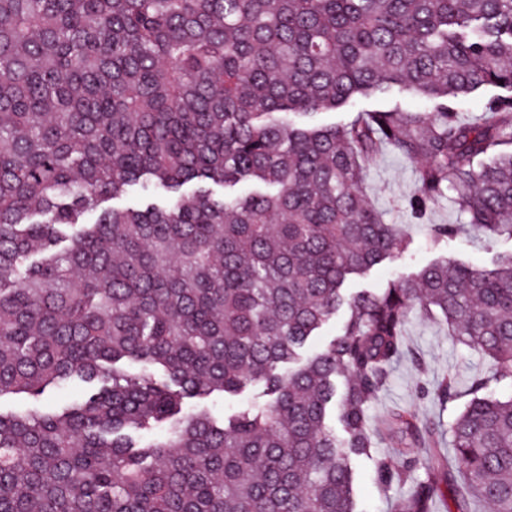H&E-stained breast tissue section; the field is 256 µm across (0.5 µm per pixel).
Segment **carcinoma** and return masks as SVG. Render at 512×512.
Here are the masks:
<instances>
[{"label": "carcinoma", "instance_id": "1", "mask_svg": "<svg viewBox=\"0 0 512 512\" xmlns=\"http://www.w3.org/2000/svg\"><path fill=\"white\" fill-rule=\"evenodd\" d=\"M392 86L436 111L309 122ZM488 87L509 94L461 119ZM386 152L415 163L411 217L452 191L512 238V0H0V398L31 402L0 411V512H355L360 456L381 492L412 483L393 512L444 485L512 512V398L486 378L451 459L418 458L435 429L409 410L369 425L415 307L512 376V253L344 294L406 246L364 191ZM67 381L83 399L43 406Z\"/></svg>", "mask_w": 512, "mask_h": 512}]
</instances>
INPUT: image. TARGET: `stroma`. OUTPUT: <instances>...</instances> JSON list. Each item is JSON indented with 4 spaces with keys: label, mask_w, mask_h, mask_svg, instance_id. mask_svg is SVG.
<instances>
[{
    "label": "stroma",
    "mask_w": 512,
    "mask_h": 512,
    "mask_svg": "<svg viewBox=\"0 0 512 512\" xmlns=\"http://www.w3.org/2000/svg\"><path fill=\"white\" fill-rule=\"evenodd\" d=\"M395 108L430 112L434 104L394 87L354 100L350 108L319 112L314 120L325 125L341 124L357 110ZM366 188L371 200L386 211L390 222L401 227L410 244L365 274L350 279L345 285L347 294L378 291L387 280L408 275L440 260L491 269L501 256L512 253V239H489L471 228L462 227L460 214L448 201L433 208L425 223L411 221L401 203L414 188V165L395 154L387 153L378 158L368 173ZM432 224H457L461 230L456 236L434 243L428 237V227ZM448 376L457 379L460 397L444 408L434 400L432 391L439 380ZM478 376L489 379L484 395L499 400L512 398V377L494 376L489 358L456 345L442 322L412 311L405 326L403 353L393 366L385 389L373 404L370 418L378 420L388 410L400 406L415 411L424 423L447 424L452 413L469 400L470 383ZM355 470L357 512H391L393 499L408 491L403 485L394 488L390 495L380 494L374 485L372 458H356Z\"/></svg>",
    "instance_id": "stroma-1"
}]
</instances>
